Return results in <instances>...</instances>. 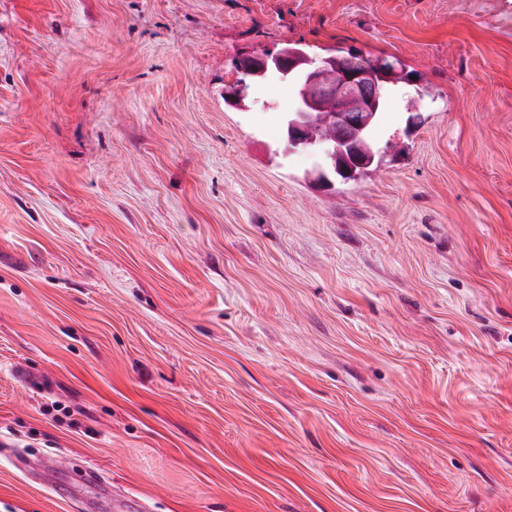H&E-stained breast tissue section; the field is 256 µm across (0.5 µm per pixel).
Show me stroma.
Segmentation results:
<instances>
[{
    "mask_svg": "<svg viewBox=\"0 0 512 512\" xmlns=\"http://www.w3.org/2000/svg\"><path fill=\"white\" fill-rule=\"evenodd\" d=\"M304 44L414 78L314 187ZM420 88L422 124L407 129ZM512 512V0H0V512Z\"/></svg>",
    "mask_w": 512,
    "mask_h": 512,
    "instance_id": "1",
    "label": "stroma"
}]
</instances>
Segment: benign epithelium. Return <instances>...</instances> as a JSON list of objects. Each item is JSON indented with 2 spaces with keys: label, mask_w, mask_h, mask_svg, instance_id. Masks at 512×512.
Wrapping results in <instances>:
<instances>
[{
  "label": "benign epithelium",
  "mask_w": 512,
  "mask_h": 512,
  "mask_svg": "<svg viewBox=\"0 0 512 512\" xmlns=\"http://www.w3.org/2000/svg\"><path fill=\"white\" fill-rule=\"evenodd\" d=\"M357 57L359 54L351 52L342 64L336 66V81L332 84L322 82L319 76V71L327 68L326 61L305 59L282 50L248 54L235 61L239 73L250 81L257 76L275 73L291 77L294 105L285 116L287 152L308 148L304 131L314 113L321 111L327 101L334 100L342 105L347 102L361 104V112L341 108L331 113L330 120L339 128L340 136L320 147L325 166L310 173L312 183L319 189L333 186L332 173H351L358 156L351 143L350 130L363 127L374 117L380 105L381 83H396L403 78L395 67L382 70L376 64L357 60ZM225 97L233 105L245 106L247 83L232 84L226 89Z\"/></svg>",
  "instance_id": "7a95c632"
}]
</instances>
